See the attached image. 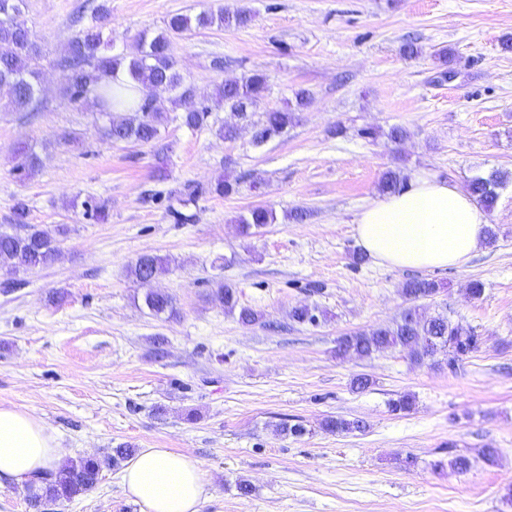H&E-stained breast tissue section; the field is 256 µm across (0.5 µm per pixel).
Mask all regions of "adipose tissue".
<instances>
[{"instance_id":"adipose-tissue-1","label":"adipose tissue","mask_w":512,"mask_h":512,"mask_svg":"<svg viewBox=\"0 0 512 512\" xmlns=\"http://www.w3.org/2000/svg\"><path fill=\"white\" fill-rule=\"evenodd\" d=\"M486 218L464 189L433 176L363 208L355 233L379 264L409 270L458 267L484 242ZM63 456L40 419L0 408V487L36 484ZM122 486L145 512H200L206 484L198 462L165 448H145L128 460Z\"/></svg>"}]
</instances>
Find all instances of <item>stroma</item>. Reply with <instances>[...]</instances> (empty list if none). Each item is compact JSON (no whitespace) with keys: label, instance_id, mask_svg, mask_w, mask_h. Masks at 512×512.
<instances>
[{"label":"stroma","instance_id":"obj_1","mask_svg":"<svg viewBox=\"0 0 512 512\" xmlns=\"http://www.w3.org/2000/svg\"><path fill=\"white\" fill-rule=\"evenodd\" d=\"M80 2L27 0L47 90L35 113L0 104V230L20 201L28 223L67 229L54 262L0 294V407L43 420L70 458L122 443L189 455L205 474L200 512H512V182L486 216L497 241L464 266L425 273L441 290L423 307L473 329L476 352L452 368L414 363L402 348L336 354L337 338L392 324L409 305L401 288L415 272L357 258L354 223L380 199L383 173L462 186L512 172V0H101L102 38L118 51L175 13L251 10L248 26L176 38L172 53L198 101L255 71L269 85L259 111L308 90L297 122L259 146L250 122L221 107L211 126L189 130L165 92L158 144L105 138L60 66ZM409 39L413 58L401 50ZM233 121L237 137H219L216 126ZM394 126L404 140L388 138ZM25 144L42 167L21 180L13 165ZM220 180L235 192L215 193ZM90 198L103 219L85 216ZM258 205L276 221L243 235L237 219ZM300 208L299 223L290 213ZM143 254L168 263L147 285L128 273ZM474 280L484 284L477 300ZM222 282L263 323L242 325L210 302ZM149 289L174 299L175 317L144 306ZM299 305L315 323L290 319ZM359 375L368 389H354ZM403 394L413 409L390 412ZM328 416L366 428L333 435L320 427ZM282 422L307 432L278 433ZM488 447L499 451L491 466L476 459ZM453 453L474 467L447 468ZM406 455L417 459L407 469ZM0 512L145 510L115 467L92 491L37 511L26 490L2 487Z\"/></svg>","mask_w":512,"mask_h":512}]
</instances>
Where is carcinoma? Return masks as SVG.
I'll use <instances>...</instances> for the list:
<instances>
[{"instance_id":"carcinoma-1","label":"carcinoma","mask_w":512,"mask_h":512,"mask_svg":"<svg viewBox=\"0 0 512 512\" xmlns=\"http://www.w3.org/2000/svg\"><path fill=\"white\" fill-rule=\"evenodd\" d=\"M26 5V0H0V99L8 98L16 110L33 111L41 103V79L39 59L41 47L24 23L17 20ZM105 7L99 6L91 21L82 27L69 45V56L63 64V78L67 91L74 101L91 92L103 108L102 125L105 136L115 142H140L150 144L158 138L162 117L160 109L153 104L149 90L163 86L175 93L179 101L191 98L192 89L184 84L176 62L171 54L172 39L196 29L217 25L244 27L252 21L249 10L236 8L232 11L202 10L195 15L176 13L168 19L165 29L153 36L144 32L136 38L135 50L131 53H108V45L102 40L98 22L105 18ZM133 84L139 88L141 98L135 116L122 112L126 107L123 89ZM268 91L267 79L262 73H253L241 79L226 80L216 89V99L224 107L246 118ZM295 107L269 110L253 124L254 143L262 144L285 132L296 120V111L304 107L309 99L307 91L296 92ZM213 109L200 103L186 107L180 116L182 124L191 129H200L210 124ZM40 157L30 145L24 146L15 158L14 173L19 178L32 176L40 167ZM509 176L493 171L486 176H475L467 184L468 192L488 212L494 210L498 189L508 182ZM405 177L400 173L386 171L380 183L384 193L399 192ZM27 207L16 204L14 220L26 228L23 235L0 231V270L17 272L54 259L58 246L57 236L67 232L58 226L54 229L28 224ZM272 210L254 207L239 218L241 232L275 223ZM166 271L165 262L153 255H142L130 267V275L138 282L155 279ZM440 285L434 280L419 279L404 284L402 293L416 302L439 293ZM210 301L224 307L230 313L238 312V320L244 325L262 322L263 314L248 308L238 307L236 291L222 284L210 295ZM144 305L156 316L176 314L173 299L159 292L149 291L144 295ZM479 338L462 324L453 321L448 312L427 313L417 305L407 308L400 319L390 326L378 327L342 338L338 352L346 356L364 357L390 348L402 347L410 350L418 364L439 362V357L448 358L453 364L474 352ZM365 425L360 420L330 417L322 422V429L332 434H346L361 430ZM135 449L119 445L104 455H87L67 460L58 473L47 479L42 492L29 491V504L38 509L48 501L72 500L95 488L105 468L118 466L134 455Z\"/></svg>"}]
</instances>
